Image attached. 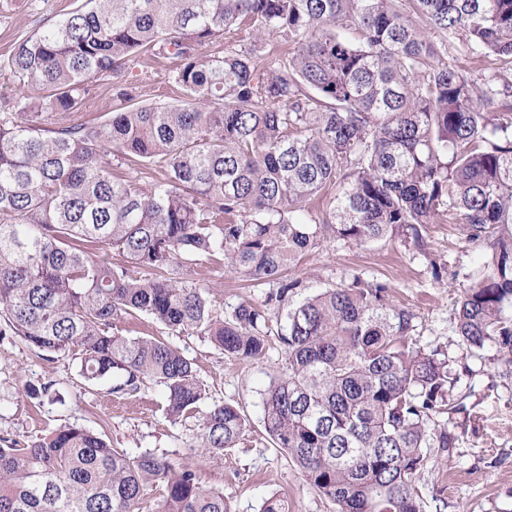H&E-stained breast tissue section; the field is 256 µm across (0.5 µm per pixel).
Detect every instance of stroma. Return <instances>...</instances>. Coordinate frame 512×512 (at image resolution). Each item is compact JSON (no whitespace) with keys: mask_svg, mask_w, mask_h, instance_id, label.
<instances>
[{"mask_svg":"<svg viewBox=\"0 0 512 512\" xmlns=\"http://www.w3.org/2000/svg\"><path fill=\"white\" fill-rule=\"evenodd\" d=\"M83 0H13L0 13V59L8 57L16 38L33 33ZM175 60L132 62L124 77L141 101L158 100L168 88ZM484 249L468 243L457 225L431 224L423 247L401 240L355 246L331 239L304 259L294 276L302 282L292 304L325 288L362 275L385 283L395 304L414 310L420 346L447 349L459 379L455 390L460 410L450 414L448 430L455 448L448 460L424 471V512H512V378L505 376L494 348L465 354L456 344V302L467 274ZM440 276H433V265ZM194 281L209 288L216 309L231 311L243 301L260 302L262 291L239 273L206 262L196 266ZM116 329L125 336L167 339L190 359L210 401L240 407L250 422L247 435L218 459L197 457L196 419H173L165 411L162 386L146 384L140 393L113 397L111 381L88 384L76 361L47 360L19 338L0 339V438L33 440L65 425L103 435L113 447L137 455L148 451L176 462L199 461L205 481L224 492L230 512H259L267 497L287 499L291 512H335L300 469L275 448L265 431L262 395L282 368L283 349L270 337L266 354L240 363L224 357L209 340L174 335L146 315L121 318ZM49 386L33 399L26 386Z\"/></svg>","mask_w":512,"mask_h":512,"instance_id":"1","label":"stroma"}]
</instances>
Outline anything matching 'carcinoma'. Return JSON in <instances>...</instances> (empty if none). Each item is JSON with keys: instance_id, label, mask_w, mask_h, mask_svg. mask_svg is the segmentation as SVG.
<instances>
[{"instance_id": "obj_1", "label": "carcinoma", "mask_w": 512, "mask_h": 512, "mask_svg": "<svg viewBox=\"0 0 512 512\" xmlns=\"http://www.w3.org/2000/svg\"><path fill=\"white\" fill-rule=\"evenodd\" d=\"M273 37L287 60L268 58ZM455 42L499 68L472 81L440 59ZM170 57L174 102L117 85L112 115L87 111L93 83ZM4 69L18 83L0 112V336L75 357L115 394L154 380L214 459L246 415L201 409L192 362L112 320L143 313L243 362L276 335L284 366L262 398L276 447L336 512H423L421 474L455 445L448 351L418 346L415 313L358 275L288 311L283 332L270 313L299 287L284 272L323 242L420 247L446 221L490 250L461 291L458 346L491 344L512 370V0H86L18 40ZM201 257L270 286L262 304L224 314L206 286L163 273ZM154 489V512H229L197 464L132 457L87 428L0 446V512H141Z\"/></svg>"}]
</instances>
